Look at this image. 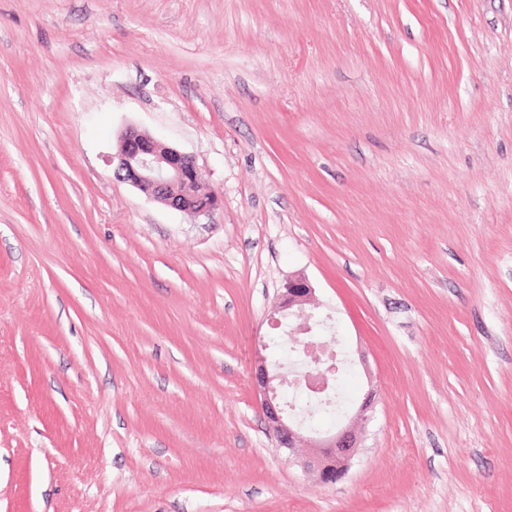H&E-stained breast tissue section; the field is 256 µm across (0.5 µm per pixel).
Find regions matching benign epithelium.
Returning <instances> with one entry per match:
<instances>
[{"mask_svg": "<svg viewBox=\"0 0 512 512\" xmlns=\"http://www.w3.org/2000/svg\"><path fill=\"white\" fill-rule=\"evenodd\" d=\"M116 178L130 183L155 201L191 215H206L218 208L217 194L200 191L201 175L194 159L157 141L147 132L131 128L120 140L115 155ZM322 304L315 299V290L303 274L290 276L277 287L275 301L269 314L270 325L279 328L286 318L295 320L294 335L300 337L303 355L314 370L300 375L293 371L289 385L305 386L310 397L328 392L333 388L345 359L319 335L327 325L330 315H322ZM259 346L254 366V386L261 398V409L267 429L277 447L290 453L299 445H308L303 460L304 470L320 484H334L348 472L358 437L353 424L367 419L375 391L369 388L363 400L348 409L336 425L333 433L318 432L306 437L302 423L285 415L278 401L276 382L283 381L279 366L268 365Z\"/></svg>", "mask_w": 512, "mask_h": 512, "instance_id": "1", "label": "benign epithelium"}]
</instances>
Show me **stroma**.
Wrapping results in <instances>:
<instances>
[{"instance_id":"stroma-1","label":"stroma","mask_w":512,"mask_h":512,"mask_svg":"<svg viewBox=\"0 0 512 512\" xmlns=\"http://www.w3.org/2000/svg\"><path fill=\"white\" fill-rule=\"evenodd\" d=\"M298 272L378 385L329 486L253 385ZM0 512H512V0H0ZM114 159L116 178L163 205L196 216L209 214L220 205L217 194L200 191L201 175L194 159L162 145L147 132L127 130Z\"/></svg>"}]
</instances>
